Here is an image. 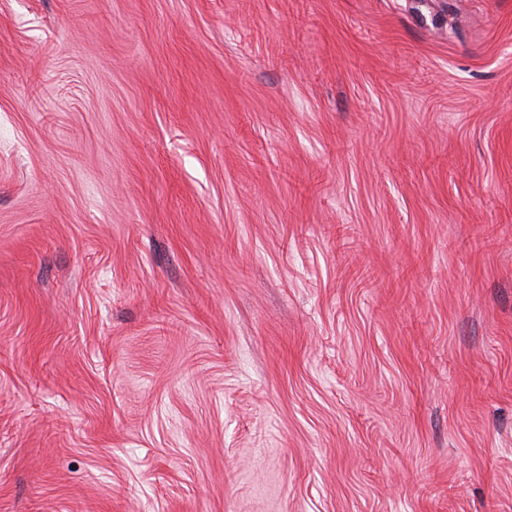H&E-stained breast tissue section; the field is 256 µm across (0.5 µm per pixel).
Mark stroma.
<instances>
[{"label": "stroma", "mask_w": 512, "mask_h": 512, "mask_svg": "<svg viewBox=\"0 0 512 512\" xmlns=\"http://www.w3.org/2000/svg\"><path fill=\"white\" fill-rule=\"evenodd\" d=\"M0 512H512V0H0Z\"/></svg>", "instance_id": "35a3bbf8"}]
</instances>
